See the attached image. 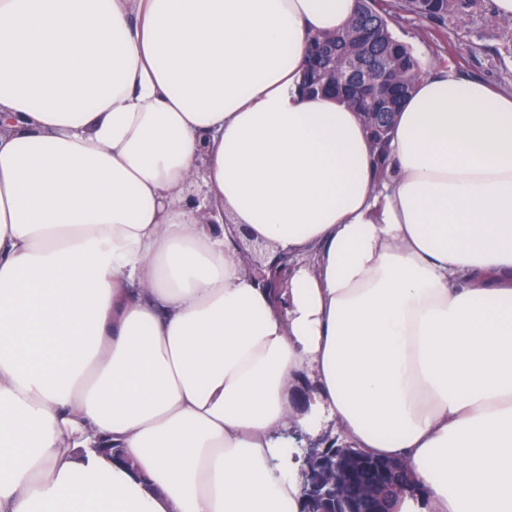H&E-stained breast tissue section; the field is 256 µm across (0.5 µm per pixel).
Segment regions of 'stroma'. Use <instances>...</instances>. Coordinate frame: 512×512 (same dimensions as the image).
Returning a JSON list of instances; mask_svg holds the SVG:
<instances>
[{"label":"stroma","instance_id":"stroma-1","mask_svg":"<svg viewBox=\"0 0 512 512\" xmlns=\"http://www.w3.org/2000/svg\"><path fill=\"white\" fill-rule=\"evenodd\" d=\"M390 28L420 63L512 91V17L497 16L493 0H483L474 14L449 18L441 35L410 17L392 22Z\"/></svg>","mask_w":512,"mask_h":512}]
</instances>
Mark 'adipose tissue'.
<instances>
[{"mask_svg":"<svg viewBox=\"0 0 512 512\" xmlns=\"http://www.w3.org/2000/svg\"><path fill=\"white\" fill-rule=\"evenodd\" d=\"M356 10L0 0V512H301L292 425L512 512V92L423 72L376 184L301 89ZM279 257L276 260H272L267 267V269L271 272V277L267 276L265 273V267L261 262H247V270L250 273L256 275V280L263 286L268 288H274V291L279 288V285L282 280L286 277V272L290 264L285 263L284 258ZM283 266L281 267L280 265Z\"/></svg>","mask_w":512,"mask_h":512,"instance_id":"adipose-tissue-1","label":"adipose tissue"}]
</instances>
